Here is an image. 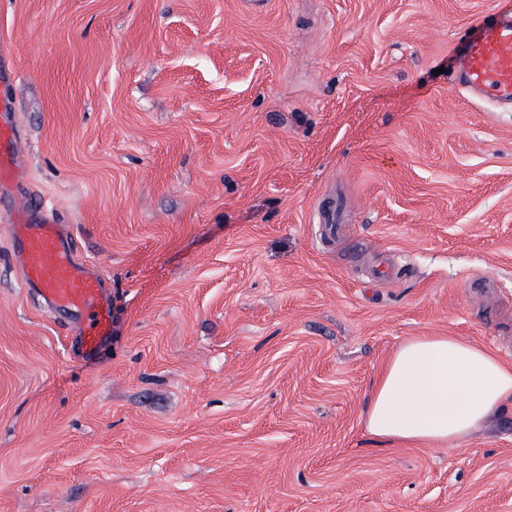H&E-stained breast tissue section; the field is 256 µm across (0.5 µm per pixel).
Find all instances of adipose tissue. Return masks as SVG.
Here are the masks:
<instances>
[{
    "mask_svg": "<svg viewBox=\"0 0 512 512\" xmlns=\"http://www.w3.org/2000/svg\"><path fill=\"white\" fill-rule=\"evenodd\" d=\"M512 405V367L460 336H414L385 362L364 415L377 440L454 447Z\"/></svg>",
    "mask_w": 512,
    "mask_h": 512,
    "instance_id": "1",
    "label": "adipose tissue"
}]
</instances>
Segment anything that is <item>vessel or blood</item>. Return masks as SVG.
<instances>
[{"label": "vessel or blood", "mask_w": 512, "mask_h": 512, "mask_svg": "<svg viewBox=\"0 0 512 512\" xmlns=\"http://www.w3.org/2000/svg\"><path fill=\"white\" fill-rule=\"evenodd\" d=\"M463 84L484 100L512 103V14L488 9L461 46ZM26 284L39 290L48 306L85 320L76 343L95 355L111 333L112 303L94 270L77 263L53 219L19 223Z\"/></svg>", "instance_id": "1"}]
</instances>
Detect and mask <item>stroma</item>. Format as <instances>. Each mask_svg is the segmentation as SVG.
Segmentation results:
<instances>
[{"label":"stroma","instance_id":"stroma-1","mask_svg":"<svg viewBox=\"0 0 512 512\" xmlns=\"http://www.w3.org/2000/svg\"><path fill=\"white\" fill-rule=\"evenodd\" d=\"M493 3L0 0V512H512V406L456 447L363 420L409 337L512 365V107L449 51ZM19 211L104 283L96 356Z\"/></svg>","mask_w":512,"mask_h":512}]
</instances>
